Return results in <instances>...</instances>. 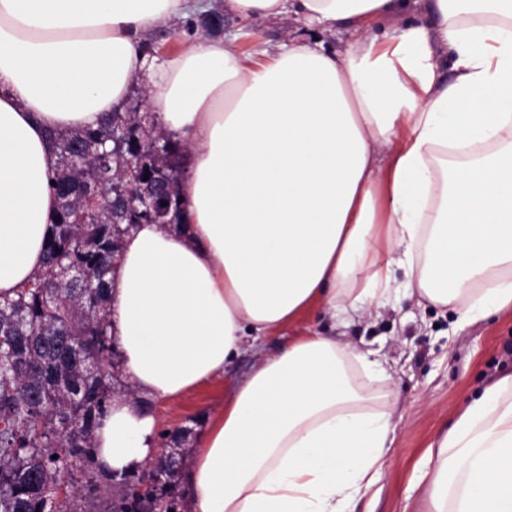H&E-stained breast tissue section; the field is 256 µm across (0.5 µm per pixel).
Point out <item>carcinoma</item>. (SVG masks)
I'll list each match as a JSON object with an SVG mask.
<instances>
[{"label":"carcinoma","mask_w":512,"mask_h":512,"mask_svg":"<svg viewBox=\"0 0 512 512\" xmlns=\"http://www.w3.org/2000/svg\"><path fill=\"white\" fill-rule=\"evenodd\" d=\"M135 112H112L95 128L52 133L58 157L52 190L58 209L44 243L45 266L0 300V512H46L66 468L87 475L69 488L57 512H154L135 485L153 476L125 477L112 498V477L94 462L93 438L112 397V341L108 333L112 254L121 251L129 224H114L125 204L120 174L141 153L164 172L171 200L167 223L177 220L180 156L156 158ZM98 205L85 209L88 195ZM87 210L82 224L73 212Z\"/></svg>","instance_id":"cac0c4a2"}]
</instances>
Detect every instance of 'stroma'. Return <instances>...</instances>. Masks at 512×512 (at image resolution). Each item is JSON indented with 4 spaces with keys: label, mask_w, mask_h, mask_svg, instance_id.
Listing matches in <instances>:
<instances>
[{
    "label": "stroma",
    "mask_w": 512,
    "mask_h": 512,
    "mask_svg": "<svg viewBox=\"0 0 512 512\" xmlns=\"http://www.w3.org/2000/svg\"><path fill=\"white\" fill-rule=\"evenodd\" d=\"M194 14L142 36L148 57L165 59L201 35ZM223 38L236 40L245 52L279 50L288 43L311 40L312 31L284 14L261 23L225 14ZM332 335L366 355L370 368L351 364L356 389L373 408L391 404L395 430L381 479L357 501L356 512H424L415 485V469L427 448L448 431L465 406L502 375L512 373V311L478 322L460 320L452 309L416 305L403 295L391 296L380 316L337 324L326 314L312 315L305 325L267 337L264 351L278 352L305 328ZM257 355L250 346L224 367L218 383L171 401H153L159 432L187 426L220 407L230 389L251 376Z\"/></svg>",
    "instance_id": "stroma-1"
}]
</instances>
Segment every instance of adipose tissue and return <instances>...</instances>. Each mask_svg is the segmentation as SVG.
<instances>
[{"instance_id": "1", "label": "adipose tissue", "mask_w": 512, "mask_h": 512, "mask_svg": "<svg viewBox=\"0 0 512 512\" xmlns=\"http://www.w3.org/2000/svg\"><path fill=\"white\" fill-rule=\"evenodd\" d=\"M199 0H0V296L43 267L58 200L47 131L124 111L144 32ZM341 33L273 54L199 37L154 73L150 103L187 144L179 221L140 224L109 273V334L129 395L94 433L104 472L158 455L146 400L220 381L244 339L312 312L365 317L395 289L478 321L512 309V0H224ZM366 364L311 332L261 358L209 412L187 512H355L381 475L389 409ZM428 512H512V374L428 449Z\"/></svg>"}]
</instances>
